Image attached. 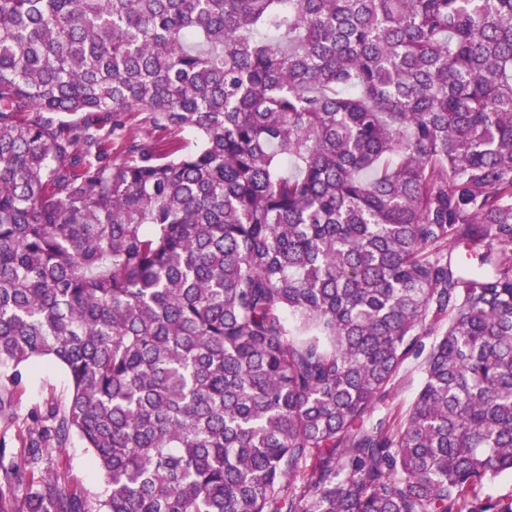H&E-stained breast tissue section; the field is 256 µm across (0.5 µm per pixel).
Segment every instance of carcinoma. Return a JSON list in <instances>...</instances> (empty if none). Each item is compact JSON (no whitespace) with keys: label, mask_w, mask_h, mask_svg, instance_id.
Segmentation results:
<instances>
[{"label":"carcinoma","mask_w":512,"mask_h":512,"mask_svg":"<svg viewBox=\"0 0 512 512\" xmlns=\"http://www.w3.org/2000/svg\"><path fill=\"white\" fill-rule=\"evenodd\" d=\"M39 360L0 512H512V0H0V416ZM419 361H409L400 370L396 380L393 400L394 409L404 410L414 400L421 384ZM20 400L15 412L20 418L44 413L52 399L63 400L68 392V378L58 365L39 362L24 370ZM52 462V467L62 471L67 482L87 492L90 498L105 496L107 485L103 476L94 464L91 452L77 437L60 454L54 452Z\"/></svg>","instance_id":"carcinoma-1"}]
</instances>
